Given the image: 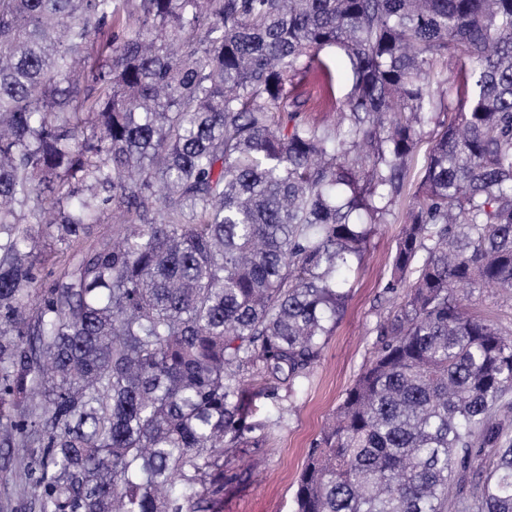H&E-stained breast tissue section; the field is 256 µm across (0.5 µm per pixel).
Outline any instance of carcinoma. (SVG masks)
I'll use <instances>...</instances> for the list:
<instances>
[{"instance_id": "cac0c4a2", "label": "carcinoma", "mask_w": 512, "mask_h": 512, "mask_svg": "<svg viewBox=\"0 0 512 512\" xmlns=\"http://www.w3.org/2000/svg\"><path fill=\"white\" fill-rule=\"evenodd\" d=\"M431 125L404 300L294 512H446L482 453L479 512H512V338L456 298L512 296V0H0V450L33 512H219L224 447L309 376ZM36 224L70 251L49 283Z\"/></svg>"}]
</instances>
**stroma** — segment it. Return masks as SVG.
<instances>
[{"label": "stroma", "mask_w": 512, "mask_h": 512, "mask_svg": "<svg viewBox=\"0 0 512 512\" xmlns=\"http://www.w3.org/2000/svg\"><path fill=\"white\" fill-rule=\"evenodd\" d=\"M399 231V224L381 225L361 268L343 272L346 311L296 395L282 389L277 400H254V419L262 428L224 454L223 512H294L297 480L309 448L371 358L378 323L402 301V292L387 290ZM468 310L512 334L511 297L480 289ZM491 468L490 458L482 455L456 477L448 512H477Z\"/></svg>", "instance_id": "obj_1"}]
</instances>
